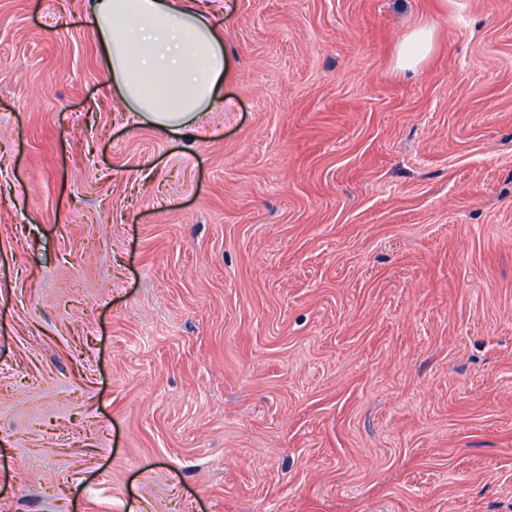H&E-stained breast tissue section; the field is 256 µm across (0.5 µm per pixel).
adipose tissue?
Masks as SVG:
<instances>
[{
    "label": "adipose tissue",
    "instance_id": "obj_1",
    "mask_svg": "<svg viewBox=\"0 0 512 512\" xmlns=\"http://www.w3.org/2000/svg\"><path fill=\"white\" fill-rule=\"evenodd\" d=\"M106 86L163 132L196 125L224 94V20L201 0H88Z\"/></svg>",
    "mask_w": 512,
    "mask_h": 512
}]
</instances>
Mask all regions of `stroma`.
Returning <instances> with one entry per match:
<instances>
[{
  "mask_svg": "<svg viewBox=\"0 0 512 512\" xmlns=\"http://www.w3.org/2000/svg\"><path fill=\"white\" fill-rule=\"evenodd\" d=\"M208 6L170 134L0 0V512H512V0ZM432 44V32L421 27L415 30L401 44L398 66L403 70H412L424 58Z\"/></svg>",
  "mask_w": 512,
  "mask_h": 512,
  "instance_id": "1",
  "label": "stroma"
}]
</instances>
